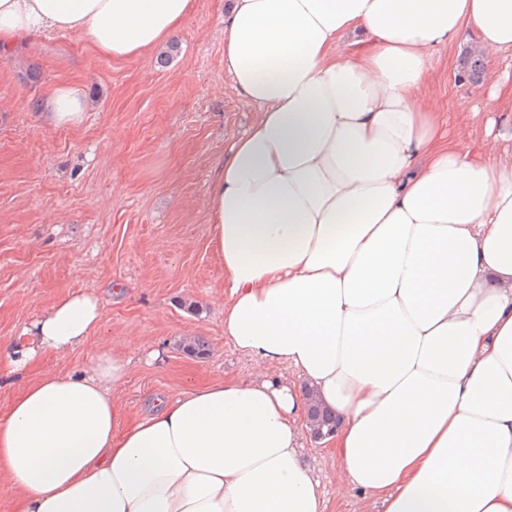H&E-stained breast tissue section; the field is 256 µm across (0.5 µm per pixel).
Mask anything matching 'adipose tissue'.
<instances>
[{"mask_svg":"<svg viewBox=\"0 0 512 512\" xmlns=\"http://www.w3.org/2000/svg\"><path fill=\"white\" fill-rule=\"evenodd\" d=\"M194 0H0V53L76 32L125 58L168 43ZM512 61V0H229L224 68L255 107L209 195L224 339L253 364L126 421L140 356L84 345L96 290L57 299L0 343V480L14 512H326L304 447L312 402L338 428L335 494L384 512H512V147L472 149L426 93L464 30ZM81 124V87L37 105ZM453 111L512 112V75Z\"/></svg>","mask_w":512,"mask_h":512,"instance_id":"ef3b65f1","label":"adipose tissue"}]
</instances>
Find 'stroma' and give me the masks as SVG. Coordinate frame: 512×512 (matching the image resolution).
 <instances>
[{
    "label": "stroma",
    "instance_id": "1",
    "mask_svg": "<svg viewBox=\"0 0 512 512\" xmlns=\"http://www.w3.org/2000/svg\"><path fill=\"white\" fill-rule=\"evenodd\" d=\"M225 8L194 0L165 63L156 52L112 58L63 32L0 54V341L65 293L97 289L96 335L41 366L77 371L140 336L146 353L120 387L131 418L189 385L253 377L224 340V262L208 224L216 167L254 116L224 69ZM474 41L467 33L439 53L429 92L440 104L480 97L481 84L460 74ZM62 83L90 101L73 128L45 126L35 113ZM189 336L206 342L205 357L181 350Z\"/></svg>",
    "mask_w": 512,
    "mask_h": 512
}]
</instances>
